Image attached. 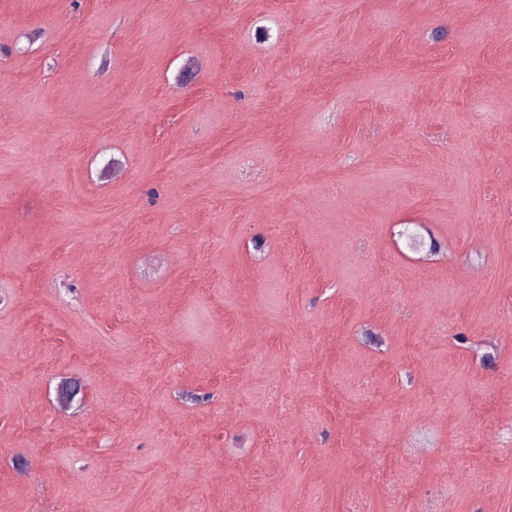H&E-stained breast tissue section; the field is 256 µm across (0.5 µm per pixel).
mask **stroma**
<instances>
[{"mask_svg": "<svg viewBox=\"0 0 512 512\" xmlns=\"http://www.w3.org/2000/svg\"><path fill=\"white\" fill-rule=\"evenodd\" d=\"M0 512H512V0H0Z\"/></svg>", "mask_w": 512, "mask_h": 512, "instance_id": "35a3bbf8", "label": "stroma"}]
</instances>
